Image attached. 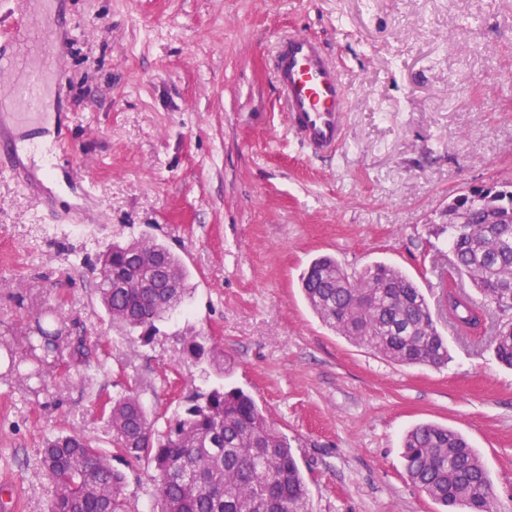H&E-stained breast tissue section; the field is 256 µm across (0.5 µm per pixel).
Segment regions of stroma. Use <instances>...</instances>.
Here are the masks:
<instances>
[{
    "instance_id": "obj_1",
    "label": "stroma",
    "mask_w": 512,
    "mask_h": 512,
    "mask_svg": "<svg viewBox=\"0 0 512 512\" xmlns=\"http://www.w3.org/2000/svg\"><path fill=\"white\" fill-rule=\"evenodd\" d=\"M66 49L46 119L69 131L83 199L32 163L0 176V350L36 317L62 316L60 353L35 391L0 370V489L15 512H47L46 436L107 447L99 396L137 392L166 421L204 384L187 336L213 339L293 448L309 512H441L407 479L403 437L422 423L462 433L512 512V370L493 335L458 334L439 367L404 366L339 335L300 276L329 254L348 271L396 266L437 306L453 259L448 199L512 183V0H54ZM321 39L344 67L347 141L308 158L286 131L267 66L280 35ZM54 199L50 209L38 198ZM148 236L180 257L190 292L150 344L113 326L99 257ZM84 339L94 383L69 371Z\"/></svg>"
}]
</instances>
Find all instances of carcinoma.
Returning <instances> with one entry per match:
<instances>
[{"instance_id": "1", "label": "carcinoma", "mask_w": 512, "mask_h": 512, "mask_svg": "<svg viewBox=\"0 0 512 512\" xmlns=\"http://www.w3.org/2000/svg\"><path fill=\"white\" fill-rule=\"evenodd\" d=\"M448 238L454 261L441 280L442 308L459 333L478 334L493 312L459 282L467 277L496 311L512 312V185L460 193L448 201ZM165 261L173 288H126L155 277L153 258ZM188 274L162 243L140 237L114 243L102 254L99 296L112 324L148 344L156 322L180 306ZM306 300L324 323L353 342L401 365L440 366L446 342L427 299L400 269L382 262L348 275L336 258H315L301 276ZM47 333L28 341L24 359H12L19 376L42 377L40 354L55 353ZM494 348L512 368V321L497 319ZM191 358L227 371L224 354L204 339L186 342ZM100 410L111 447L60 434L41 450L42 473L52 488L49 512H134L121 458L153 467L151 512H308V487L288 438L243 390L220 383L197 391L183 411L155 428L137 395L108 396ZM408 479L445 512H497L491 480L477 451L459 432L423 424L404 437Z\"/></svg>"}]
</instances>
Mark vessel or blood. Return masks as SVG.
Here are the masks:
<instances>
[{
  "mask_svg": "<svg viewBox=\"0 0 512 512\" xmlns=\"http://www.w3.org/2000/svg\"><path fill=\"white\" fill-rule=\"evenodd\" d=\"M31 0H13L9 23L0 28V65L36 59V67L13 83L8 95L19 116L35 118L44 108L45 87L53 64L47 46L63 50L52 13H33ZM272 70L288 119L289 135L311 155L330 157L344 142L346 79L326 49L303 33L284 35L272 59Z\"/></svg>",
  "mask_w": 512,
  "mask_h": 512,
  "instance_id": "1",
  "label": "vessel or blood"
}]
</instances>
